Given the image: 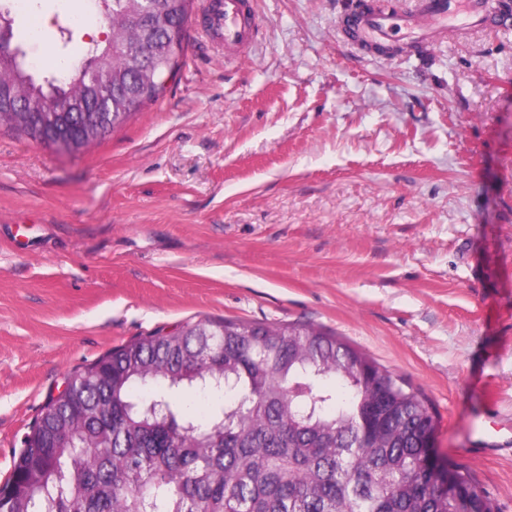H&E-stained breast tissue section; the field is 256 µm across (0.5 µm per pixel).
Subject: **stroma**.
<instances>
[{
	"mask_svg": "<svg viewBox=\"0 0 512 512\" xmlns=\"http://www.w3.org/2000/svg\"><path fill=\"white\" fill-rule=\"evenodd\" d=\"M225 57L195 0L158 100L77 152L0 126V483L49 394L112 348L227 318L335 331L419 389L438 456L512 512V29L341 38L347 0H250ZM40 78L88 0H6ZM49 15V28L36 29Z\"/></svg>",
	"mask_w": 512,
	"mask_h": 512,
	"instance_id": "1",
	"label": "stroma"
}]
</instances>
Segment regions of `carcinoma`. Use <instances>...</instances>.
I'll list each match as a JSON object with an SVG mask.
<instances>
[{
  "instance_id": "1",
  "label": "carcinoma",
  "mask_w": 512,
  "mask_h": 512,
  "mask_svg": "<svg viewBox=\"0 0 512 512\" xmlns=\"http://www.w3.org/2000/svg\"><path fill=\"white\" fill-rule=\"evenodd\" d=\"M106 38L42 81L0 57V126L79 149L157 99L110 50L140 0H102ZM183 35L148 64H178ZM25 436L7 512H496L470 475L438 486L427 398L321 327L224 319L139 337L69 377ZM211 396L200 414L184 392Z\"/></svg>"
}]
</instances>
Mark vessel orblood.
<instances>
[{
    "mask_svg": "<svg viewBox=\"0 0 512 512\" xmlns=\"http://www.w3.org/2000/svg\"><path fill=\"white\" fill-rule=\"evenodd\" d=\"M208 38L212 46L233 52L253 44L260 28L249 0H210ZM512 26V13L493 7L492 0H412L396 9L377 0H352L341 29L354 48L385 46L396 32L408 33L415 47L428 46L443 33L463 34L476 28Z\"/></svg>",
    "mask_w": 512,
    "mask_h": 512,
    "instance_id": "b4317fda",
    "label": "vessel or blood"
}]
</instances>
